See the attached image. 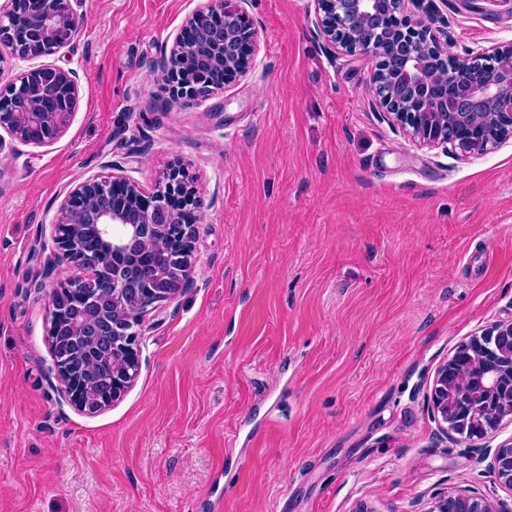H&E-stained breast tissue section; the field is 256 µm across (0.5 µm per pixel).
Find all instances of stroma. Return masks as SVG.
Returning <instances> with one entry per match:
<instances>
[{"label":"stroma","mask_w":512,"mask_h":512,"mask_svg":"<svg viewBox=\"0 0 512 512\" xmlns=\"http://www.w3.org/2000/svg\"><path fill=\"white\" fill-rule=\"evenodd\" d=\"M205 0H71L79 34L22 61L80 93L45 146L0 139V512H431L512 507L490 452L429 402L460 343L512 322V139L421 147L369 96L373 57L329 56L309 0H244L255 67L172 103L157 64ZM449 54L512 44L505 0H412ZM181 166L201 222L194 284L141 327L138 377L87 415L51 368L43 276L68 193ZM481 498L469 495L447 496L438 500L431 512H491Z\"/></svg>","instance_id":"35a3bbf8"}]
</instances>
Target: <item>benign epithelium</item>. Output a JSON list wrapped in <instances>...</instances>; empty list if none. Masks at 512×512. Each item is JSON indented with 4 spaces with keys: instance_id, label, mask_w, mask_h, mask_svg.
Segmentation results:
<instances>
[{
    "instance_id": "obj_1",
    "label": "benign epithelium",
    "mask_w": 512,
    "mask_h": 512,
    "mask_svg": "<svg viewBox=\"0 0 512 512\" xmlns=\"http://www.w3.org/2000/svg\"><path fill=\"white\" fill-rule=\"evenodd\" d=\"M314 31L326 53L366 54L375 58L370 79L379 112L389 122L409 131L421 146L444 145L449 150L481 153L512 137V56L498 64L482 58L506 51L504 47L470 49L455 58V69L441 75L433 57L445 58L448 49L431 27L414 26L404 15L405 0H311ZM60 0H9L0 10V44L20 58L46 56L66 47L79 33L81 18ZM256 33L245 14L226 0H207L177 33L170 57L162 60L170 86V100L179 102L207 96L215 84L247 75L254 67ZM17 105L0 127L16 139L43 146L65 130L79 96L72 70L44 66L27 73ZM120 191L131 207L119 209L111 192ZM201 216L184 174L174 169L153 190L121 173L107 179L91 178L76 185L65 198L60 219L53 225L54 256L46 263V277L62 267L79 266L91 273L111 267L117 254L132 249L147 255L152 242L183 245L180 268L169 273L152 268L141 282L120 280L108 298L112 310V388L95 392L86 367L53 359L54 375L65 400L78 411L96 414L117 400L134 383L141 362L140 326L144 316L175 299L192 283L191 268L196 224ZM88 225L100 241L97 250L73 248L61 228ZM75 278H58L47 312L48 343L57 342L61 290L80 293ZM492 339L485 365L463 367L448 377L450 358L437 371L430 399L439 428L446 434L473 426L489 435L512 416V322L500 324L464 342V347ZM493 469L512 488V445L497 448ZM432 512H491L481 498L447 496Z\"/></svg>"
}]
</instances>
